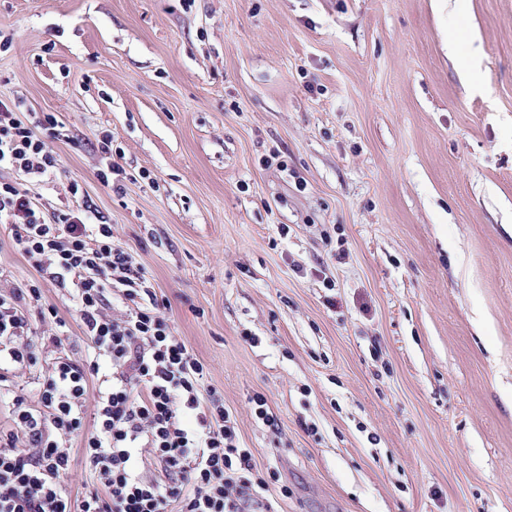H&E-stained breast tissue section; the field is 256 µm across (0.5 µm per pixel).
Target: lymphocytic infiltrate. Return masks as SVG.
<instances>
[{
    "label": "lymphocytic infiltrate",
    "instance_id": "obj_1",
    "mask_svg": "<svg viewBox=\"0 0 512 512\" xmlns=\"http://www.w3.org/2000/svg\"><path fill=\"white\" fill-rule=\"evenodd\" d=\"M58 136L55 115L34 122L21 100L0 98V223L36 272L0 292V392L13 421L0 428V512H275L287 487L272 491L274 470L238 446L235 417L205 392V364L175 335L131 251L111 225L89 223L87 206L48 215L31 194L60 173ZM47 283L69 297L87 339L82 358L63 353L66 323L44 301ZM38 324L50 334L37 337ZM41 344L59 355L33 402L16 376L37 365ZM76 438L94 479L79 498Z\"/></svg>",
    "mask_w": 512,
    "mask_h": 512
}]
</instances>
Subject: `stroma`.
<instances>
[{
    "label": "stroma",
    "mask_w": 512,
    "mask_h": 512,
    "mask_svg": "<svg viewBox=\"0 0 512 512\" xmlns=\"http://www.w3.org/2000/svg\"><path fill=\"white\" fill-rule=\"evenodd\" d=\"M0 33V96L61 126L44 211L78 181L279 512H512V0H0ZM34 274L0 224V290ZM97 149L102 157L101 160H105L104 166L97 171L98 179L113 192L122 194L124 191L123 181L127 177L123 168L112 163V135L105 134L97 138Z\"/></svg>",
    "instance_id": "1"
}]
</instances>
